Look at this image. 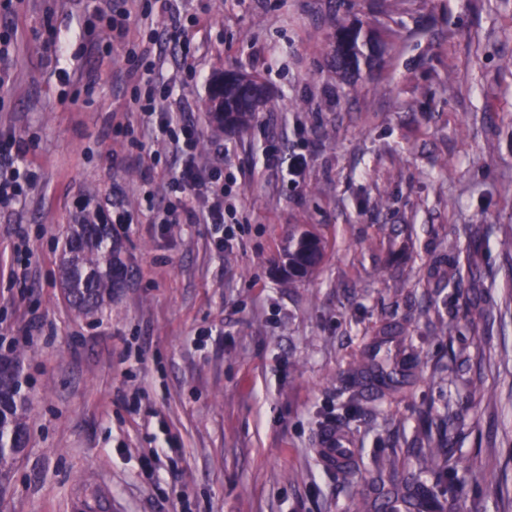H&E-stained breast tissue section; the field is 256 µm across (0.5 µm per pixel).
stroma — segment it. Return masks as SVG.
<instances>
[{
	"instance_id": "obj_1",
	"label": "stroma",
	"mask_w": 512,
	"mask_h": 512,
	"mask_svg": "<svg viewBox=\"0 0 512 512\" xmlns=\"http://www.w3.org/2000/svg\"><path fill=\"white\" fill-rule=\"evenodd\" d=\"M95 2L0 16V129L35 175L0 210V359L29 402L0 512H78L98 485L112 512H389L416 476L441 495L424 512H512V0H128L121 45L90 23ZM340 21L382 42L351 81L330 63ZM151 30L160 107L196 124L202 166L225 147L236 178L220 254L208 225L164 221L174 143L129 134L146 119L127 51ZM227 69L270 91L232 132L205 111ZM268 147L306 156L299 183L263 166ZM88 197L126 218L125 286L93 317L59 275ZM301 228L327 247L289 284L281 248ZM391 324L406 345L381 353L408 368L383 398L350 368ZM329 429L346 470L323 462ZM438 448L482 471L459 497Z\"/></svg>"
}]
</instances>
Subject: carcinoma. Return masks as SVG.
<instances>
[{
	"mask_svg": "<svg viewBox=\"0 0 512 512\" xmlns=\"http://www.w3.org/2000/svg\"><path fill=\"white\" fill-rule=\"evenodd\" d=\"M379 43L371 34L353 25L339 24L332 57L336 73L342 77L357 72L369 64ZM228 112L215 115L212 121L224 126V119L241 115L237 107V91L225 88ZM304 246V233L293 234L283 250V256L298 261ZM122 245L112 239V225L98 217V212H80L75 223L69 225L65 249L61 259V279L70 303L80 313L98 311L112 299V291L121 287ZM384 339L375 337L368 346L367 358L380 385L392 386L401 373L400 363L387 366L377 361ZM27 410L26 398L21 395L16 377L0 379V480L7 477L10 460L24 450Z\"/></svg>",
	"mask_w": 512,
	"mask_h": 512,
	"instance_id": "cac0c4a2",
	"label": "carcinoma"
}]
</instances>
